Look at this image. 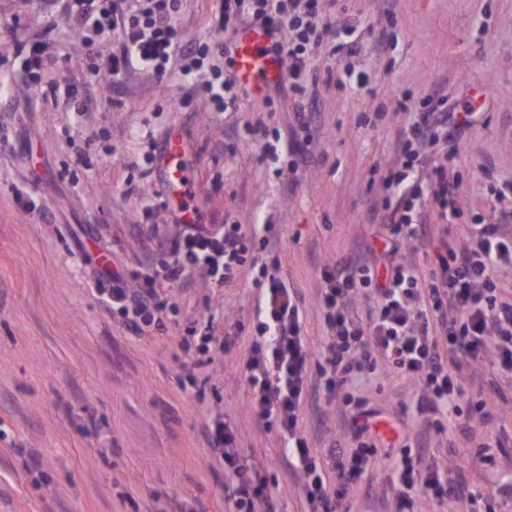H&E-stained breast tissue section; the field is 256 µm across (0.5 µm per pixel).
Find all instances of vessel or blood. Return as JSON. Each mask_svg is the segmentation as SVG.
I'll list each match as a JSON object with an SVG mask.
<instances>
[{
	"label": "vessel or blood",
	"mask_w": 512,
	"mask_h": 512,
	"mask_svg": "<svg viewBox=\"0 0 512 512\" xmlns=\"http://www.w3.org/2000/svg\"><path fill=\"white\" fill-rule=\"evenodd\" d=\"M271 32L247 29L224 44V52L232 61L240 82L253 98H262L266 85L282 74L281 58L271 50ZM184 156L183 140L172 135L169 144L159 155L158 165L165 178L177 182L183 177L178 162Z\"/></svg>",
	"instance_id": "vessel-or-blood-1"
}]
</instances>
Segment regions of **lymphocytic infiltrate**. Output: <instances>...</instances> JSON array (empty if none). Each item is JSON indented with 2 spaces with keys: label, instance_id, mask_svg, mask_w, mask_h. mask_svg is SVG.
<instances>
[{
  "label": "lymphocytic infiltrate",
  "instance_id": "obj_1",
  "mask_svg": "<svg viewBox=\"0 0 512 512\" xmlns=\"http://www.w3.org/2000/svg\"><path fill=\"white\" fill-rule=\"evenodd\" d=\"M215 29L232 36L243 29L264 28L277 40L273 49L282 58L284 73L276 91H303L310 62L336 33L314 23L320 0H214ZM70 27L82 48L116 37L119 47L105 63L94 65L98 77H115L142 66L165 75L178 65L186 75L209 71L210 79L190 86L189 94L210 97L215 111L232 112L244 93L236 74H223L218 51L184 40L173 24L179 0H61ZM472 107L459 112L432 108L415 113L398 136L402 157L380 183L381 191L431 201L415 211L383 204L382 225L361 258L325 263L318 306L325 341L312 352L303 330L301 299L271 253L279 237L276 225L255 230L248 224H204L196 210L168 205L170 221L179 232L170 245V258L158 269H146L128 281L121 268L103 264L99 282L126 328L142 334L148 319L161 312L159 280L181 281L200 272L217 287L238 282L254 271L261 290L253 324V342L244 360L251 394V417L266 428L278 429L294 442L289 462L298 475L305 512H340L350 486L362 483L380 464L381 436L373 429L374 409L347 413L354 447L337 448L324 462L300 432L299 413L306 401H321L343 409L351 404L354 378L374 374L387 364L414 382V415L426 429L442 431L445 424L465 429L487 422L492 404L468 390L460 368L474 370L493 362L512 377V299L500 292L497 273L512 271V225L502 223L496 210L500 196L512 194V182L491 194L486 220L468 225L466 245L457 242L452 219L459 212L457 182L448 178L447 163L457 154L456 143L475 126ZM445 149L436 162L431 149ZM259 238L269 261L259 262L248 244ZM428 243L431 254L423 266L409 265L398 255ZM371 300L367 317L354 314L358 297ZM238 424L220 420L210 430L213 448L233 476L229 500L236 512H264L269 506L264 466L242 460L237 448ZM398 512H409L421 498L458 493L465 512H495L491 497L467 490L459 478L440 480L439 469L423 452L406 454L399 480L392 487Z\"/></svg>",
  "mask_w": 512,
  "mask_h": 512
}]
</instances>
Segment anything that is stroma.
Segmentation results:
<instances>
[{"mask_svg":"<svg viewBox=\"0 0 512 512\" xmlns=\"http://www.w3.org/2000/svg\"><path fill=\"white\" fill-rule=\"evenodd\" d=\"M212 6L183 0L176 28L200 43L220 41ZM343 13L356 53H318L316 84L284 92L272 109L246 95L237 111L219 115L204 97L185 99L189 79L176 71L164 79L146 69L94 76L91 65L117 41L80 53L58 0H0V46L17 34L48 45L36 79L0 70V512H230L232 476L208 439L224 416L241 425V453L264 461L275 512H304L287 436L249 415L242 363L260 294L251 276L224 288L163 283L160 323L135 336L100 301L94 259L108 255L130 277L146 261L167 260L177 230L161 209L164 182L149 146L181 132L189 207L208 224L279 225L277 255L304 298V334L321 351L320 268L361 255L375 231L380 171L433 94L445 109L468 104L478 114L448 169L459 183L455 222L465 237L492 188L512 181V0H323L317 23ZM330 75L342 84L327 83ZM58 83L90 97V106L78 112L71 98L48 93ZM259 121L288 141L282 175L241 137ZM132 158L139 167H128ZM149 208L158 226L152 241L139 232ZM208 329L231 333L233 343L213 346L210 364L197 368ZM463 377L493 403L490 421L466 433L426 432L408 412L415 384L390 369L356 387L389 432L383 465L349 490V512H395L391 483L406 445L425 446L428 459L463 472L471 491L496 495L498 512H512V494L498 492L512 477V444L496 449L492 467L469 456L512 434V378L490 364ZM300 423L320 455L350 444L335 408L304 406Z\"/></svg>","mask_w":512,"mask_h":512,"instance_id":"1","label":"stroma"}]
</instances>
